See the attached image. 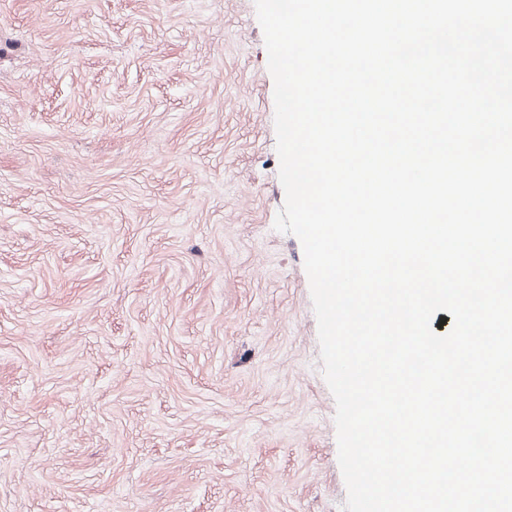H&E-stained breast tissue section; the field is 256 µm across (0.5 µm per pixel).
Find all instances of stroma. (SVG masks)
<instances>
[{"mask_svg":"<svg viewBox=\"0 0 512 512\" xmlns=\"http://www.w3.org/2000/svg\"><path fill=\"white\" fill-rule=\"evenodd\" d=\"M255 0H0V512H343Z\"/></svg>","mask_w":512,"mask_h":512,"instance_id":"1","label":"stroma"}]
</instances>
